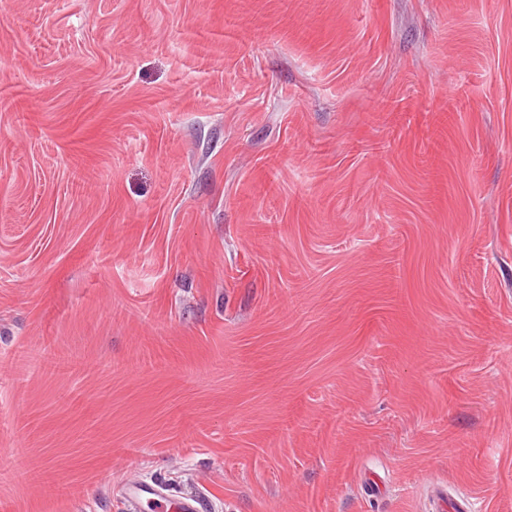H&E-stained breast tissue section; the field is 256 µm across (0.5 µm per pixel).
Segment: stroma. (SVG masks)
Returning a JSON list of instances; mask_svg holds the SVG:
<instances>
[{"label": "stroma", "mask_w": 512, "mask_h": 512, "mask_svg": "<svg viewBox=\"0 0 512 512\" xmlns=\"http://www.w3.org/2000/svg\"><path fill=\"white\" fill-rule=\"evenodd\" d=\"M512 512V0H0V512ZM123 500L129 512H140L152 507L156 510L165 507L166 510L174 512H202L203 507L199 497L193 494L172 498L161 486L139 481H131L125 485Z\"/></svg>", "instance_id": "obj_1"}]
</instances>
